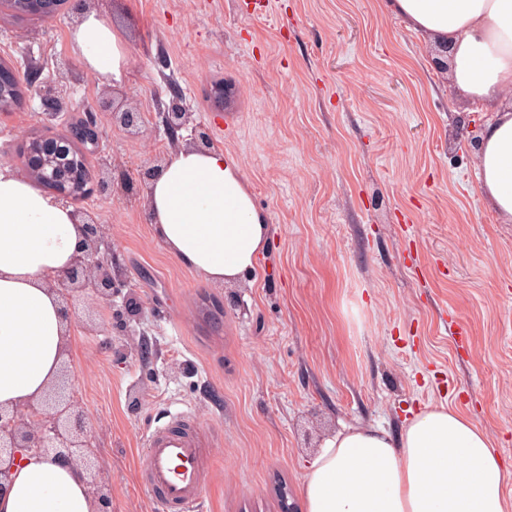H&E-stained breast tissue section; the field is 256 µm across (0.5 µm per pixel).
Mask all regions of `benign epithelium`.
Returning <instances> with one entry per match:
<instances>
[{
    "label": "benign epithelium",
    "mask_w": 512,
    "mask_h": 512,
    "mask_svg": "<svg viewBox=\"0 0 512 512\" xmlns=\"http://www.w3.org/2000/svg\"><path fill=\"white\" fill-rule=\"evenodd\" d=\"M66 0H0V8L24 16L53 18ZM0 86L16 91L9 99H0V111L19 104L23 98V77L13 65L0 62ZM42 113L47 133L32 137L23 145L27 174L39 184H46L59 199L77 201L91 190L92 176L87 168L75 169V155L85 156L81 145H99L101 139L100 113L80 112L76 122H66V131H52L54 122L68 108L65 98L56 93L52 83H46ZM112 125L137 136L145 126L144 113L122 104L107 105ZM164 131L171 137L186 127L190 113L182 96L174 95L160 113ZM85 243L84 254L64 270L56 280L59 303L65 320L77 319L73 301L90 293L107 306H112L116 282L112 279V254L101 251L104 231L94 216L78 211ZM72 378L64 376L35 406L19 410L0 407V492L9 482L13 466L22 453L53 454L64 463L74 461L86 472L94 469L91 456L84 449L91 447V430L83 411L71 392Z\"/></svg>",
    "instance_id": "obj_1"
}]
</instances>
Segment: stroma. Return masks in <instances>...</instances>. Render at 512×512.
I'll return each mask as SVG.
<instances>
[{"mask_svg": "<svg viewBox=\"0 0 512 512\" xmlns=\"http://www.w3.org/2000/svg\"><path fill=\"white\" fill-rule=\"evenodd\" d=\"M67 0L45 20L0 10V60L38 68L77 112L119 96L144 113L132 137L102 119L87 166L119 184L76 209L106 228L123 289L74 324L76 397L112 512H152L141 435L190 412L207 443L201 512L302 508L308 462L341 425L399 435L445 406L485 430L512 501V223L476 177L490 115L459 93L435 39L388 0ZM96 11L125 41L127 77L98 82L69 29ZM232 84L223 107L205 91ZM180 92L191 127L241 167L271 224L254 281L198 278L155 239L141 166L187 144L158 133ZM37 92L0 112V163L21 170L45 132ZM461 324L466 342L449 327Z\"/></svg>", "mask_w": 512, "mask_h": 512, "instance_id": "stroma-1", "label": "stroma"}]
</instances>
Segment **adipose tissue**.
I'll return each mask as SVG.
<instances>
[{
  "instance_id": "obj_1",
  "label": "adipose tissue",
  "mask_w": 512,
  "mask_h": 512,
  "mask_svg": "<svg viewBox=\"0 0 512 512\" xmlns=\"http://www.w3.org/2000/svg\"><path fill=\"white\" fill-rule=\"evenodd\" d=\"M409 29L445 42L455 86L491 117L480 136L477 177L489 206L512 223V0H394ZM101 83L127 75L119 33L93 11L70 29ZM155 237L202 280L255 275L270 240L240 166L224 150L171 152L146 191ZM72 207L0 164V406L39 402L77 343L53 285L83 252ZM506 470L469 417L434 407L400 435L346 426L308 464L304 512H512ZM75 464L27 454L14 467L0 512H96Z\"/></svg>"
}]
</instances>
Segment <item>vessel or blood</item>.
<instances>
[{"instance_id": "obj_1", "label": "vessel or blood", "mask_w": 512, "mask_h": 512, "mask_svg": "<svg viewBox=\"0 0 512 512\" xmlns=\"http://www.w3.org/2000/svg\"><path fill=\"white\" fill-rule=\"evenodd\" d=\"M142 483L157 512H198L204 494L203 441L186 411L170 412L142 438Z\"/></svg>"}]
</instances>
